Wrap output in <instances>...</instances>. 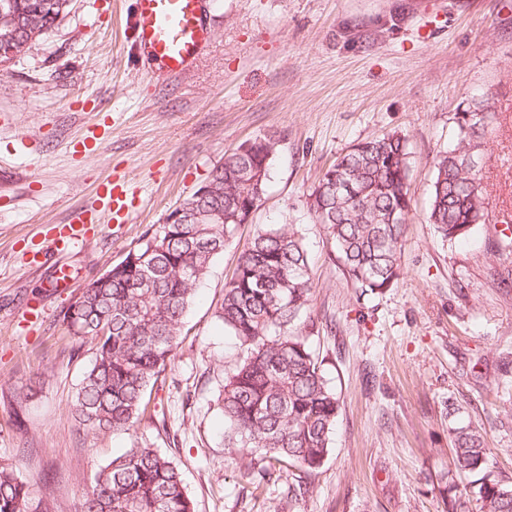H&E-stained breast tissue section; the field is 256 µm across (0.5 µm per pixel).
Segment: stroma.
<instances>
[{
	"label": "stroma",
	"instance_id": "obj_1",
	"mask_svg": "<svg viewBox=\"0 0 512 512\" xmlns=\"http://www.w3.org/2000/svg\"><path fill=\"white\" fill-rule=\"evenodd\" d=\"M131 0H71L70 12L0 67V456L47 482L50 512H80L83 488L112 455L148 444L180 469L196 512H443L452 421L486 433L512 477V0H209L212 42L194 69L156 81L130 48ZM488 98L496 121L481 150L490 221L463 240L427 224L433 159L460 104ZM111 134L93 152L68 142L98 115ZM409 140L412 211L403 273L361 297L344 279L306 198L353 144ZM264 134L278 144L268 191L199 285L176 356L125 433L83 429L70 406L92 345L72 352L58 314L76 286L118 263L190 196L225 154ZM141 203L132 222L93 225L87 242L34 261L109 174ZM294 224L315 284L304 323L341 404L333 448L310 491L287 498V471L262 488L224 446L218 390L245 354L218 311L256 228ZM43 318L22 322L27 308ZM454 416H447V406Z\"/></svg>",
	"mask_w": 512,
	"mask_h": 512
}]
</instances>
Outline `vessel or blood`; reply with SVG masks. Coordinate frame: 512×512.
Listing matches in <instances>:
<instances>
[{
    "label": "vessel or blood",
    "mask_w": 512,
    "mask_h": 512,
    "mask_svg": "<svg viewBox=\"0 0 512 512\" xmlns=\"http://www.w3.org/2000/svg\"><path fill=\"white\" fill-rule=\"evenodd\" d=\"M127 22L132 48L159 75L178 77L197 60L210 39L206 0H134ZM97 207L74 213L51 240L63 252L86 239L89 227L104 221L126 223L137 206L124 182L105 178L98 186Z\"/></svg>",
    "instance_id": "1"
}]
</instances>
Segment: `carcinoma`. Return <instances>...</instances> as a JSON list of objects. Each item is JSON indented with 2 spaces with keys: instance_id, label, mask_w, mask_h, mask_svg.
I'll return each mask as SVG.
<instances>
[{
  "instance_id": "cac0c4a2",
  "label": "carcinoma",
  "mask_w": 512,
  "mask_h": 512,
  "mask_svg": "<svg viewBox=\"0 0 512 512\" xmlns=\"http://www.w3.org/2000/svg\"><path fill=\"white\" fill-rule=\"evenodd\" d=\"M70 0H0V65L11 63L69 12ZM495 111L473 99L454 114L457 147L434 159L427 223L455 240L490 223L476 160ZM265 149L240 145L214 166L210 195L189 197L190 212L224 209V223L154 224L129 249L135 261L109 278L92 279L59 314L72 350L93 344L95 358L71 406L88 431L125 432L148 408V388L174 359L183 319L214 258L266 193L277 139ZM408 138L393 132L352 146L323 172L308 195L314 223L325 230L346 280L360 295L381 294L402 274L401 245L409 224ZM312 300L308 253L294 224L258 229L224 286L219 318L247 347L220 386L227 448H249L250 468L265 478L288 465L310 475L331 450L340 398L328 382L301 319ZM457 471L473 477L465 495L441 489L446 512H512V478L489 466L485 433L448 428ZM33 489L10 459H0V512H34ZM81 512H195L179 468L161 449L136 445L112 456L83 493Z\"/></svg>"
}]
</instances>
